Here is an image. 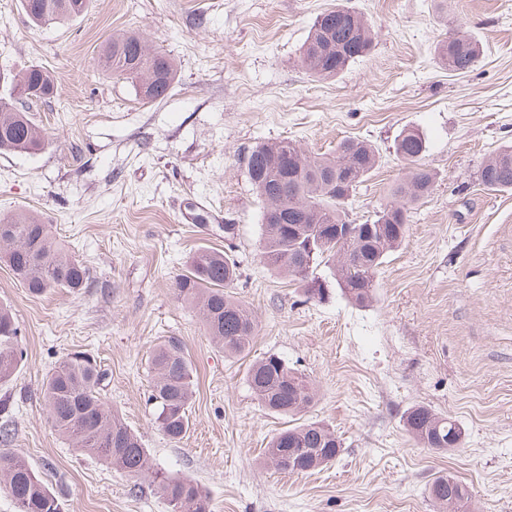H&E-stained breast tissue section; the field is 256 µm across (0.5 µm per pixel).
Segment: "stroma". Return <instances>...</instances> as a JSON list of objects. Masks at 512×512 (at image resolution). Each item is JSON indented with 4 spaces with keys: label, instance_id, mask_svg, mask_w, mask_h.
I'll list each match as a JSON object with an SVG mask.
<instances>
[{
    "label": "stroma",
    "instance_id": "obj_1",
    "mask_svg": "<svg viewBox=\"0 0 512 512\" xmlns=\"http://www.w3.org/2000/svg\"><path fill=\"white\" fill-rule=\"evenodd\" d=\"M374 31L366 57L334 78L302 70L316 16L339 0H91L73 21L32 25L0 0V73L40 65L55 77L29 115L47 133L34 154L0 153V217L36 214L90 270L89 288L31 295L0 265L23 362L0 383L9 451L57 495L62 512H170L157 486L83 454L53 430L43 385L68 354L92 356L102 400L137 433L160 472L196 480L210 512H435L427 489L455 475L470 512H512V191L485 190L483 159L512 143V0H346ZM481 41L477 68L454 76L435 48L449 29ZM135 32L173 59L177 79L145 104L98 64ZM428 141L437 176L404 243L375 276L376 299L350 304L328 268L305 300L259 260L263 205L243 157L290 138L329 156L346 138L374 145L376 170L348 205L364 223L408 171L393 149L405 126ZM234 225L225 235V225ZM232 256L233 296L258 321L250 351L225 354L174 288L189 257ZM194 370L189 429L155 420L151 354L169 338ZM274 354L316 384L305 420L343 442L308 473L265 467L284 418L262 409L248 365ZM424 405L456 419L461 447L417 444L402 417Z\"/></svg>",
    "mask_w": 512,
    "mask_h": 512
}]
</instances>
